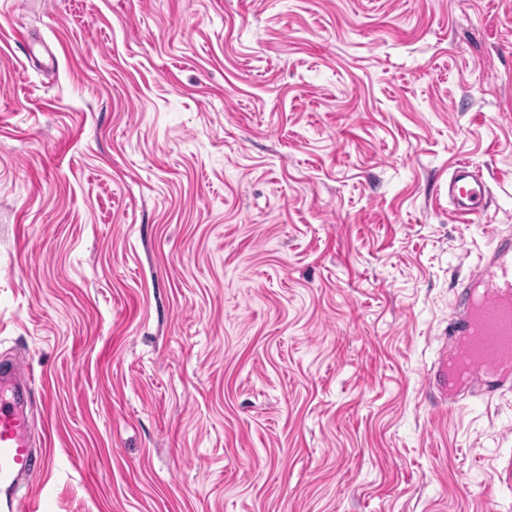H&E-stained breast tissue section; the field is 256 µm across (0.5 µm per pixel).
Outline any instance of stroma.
I'll return each mask as SVG.
<instances>
[{
    "instance_id": "obj_1",
    "label": "stroma",
    "mask_w": 512,
    "mask_h": 512,
    "mask_svg": "<svg viewBox=\"0 0 512 512\" xmlns=\"http://www.w3.org/2000/svg\"><path fill=\"white\" fill-rule=\"evenodd\" d=\"M510 227L512 0H0L47 512H512V385L425 390ZM486 184L482 174L469 163L459 161L448 178V214L458 219L472 220L484 212Z\"/></svg>"
}]
</instances>
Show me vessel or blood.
<instances>
[{"instance_id": "1", "label": "vessel or blood", "mask_w": 512, "mask_h": 512, "mask_svg": "<svg viewBox=\"0 0 512 512\" xmlns=\"http://www.w3.org/2000/svg\"><path fill=\"white\" fill-rule=\"evenodd\" d=\"M486 184L469 163L453 165L448 178L449 214L471 220L482 215ZM442 352L428 372L427 393L455 408L463 393L498 388L512 378V234H496L489 253L473 268L448 322ZM34 374L20 362L0 365V512H20L21 483L48 472L49 455L35 452L26 411Z\"/></svg>"}]
</instances>
